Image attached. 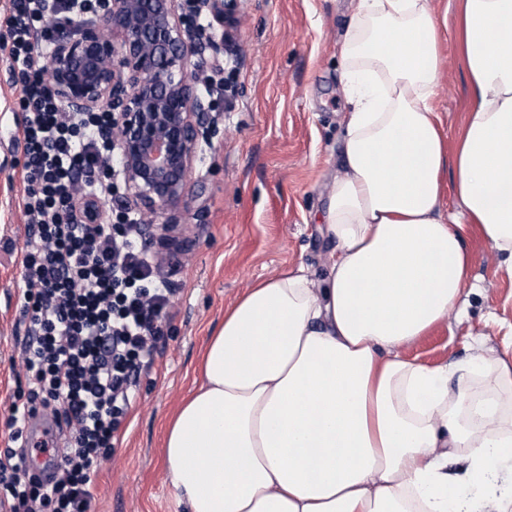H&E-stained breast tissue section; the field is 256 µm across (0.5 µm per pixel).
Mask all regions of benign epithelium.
<instances>
[{
    "instance_id": "obj_1",
    "label": "benign epithelium",
    "mask_w": 512,
    "mask_h": 512,
    "mask_svg": "<svg viewBox=\"0 0 512 512\" xmlns=\"http://www.w3.org/2000/svg\"><path fill=\"white\" fill-rule=\"evenodd\" d=\"M197 5L220 22L237 19L238 0ZM77 13L50 58L53 90L69 112L112 113L127 203L150 224H176L201 146L216 132L223 88L201 92L194 73L217 46L189 27L178 0H105ZM76 206L85 223H102L99 201L79 197Z\"/></svg>"
}]
</instances>
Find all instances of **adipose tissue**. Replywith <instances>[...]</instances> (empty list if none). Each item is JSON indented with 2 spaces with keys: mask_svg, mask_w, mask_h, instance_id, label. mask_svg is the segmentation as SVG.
I'll use <instances>...</instances> for the list:
<instances>
[{
  "mask_svg": "<svg viewBox=\"0 0 512 512\" xmlns=\"http://www.w3.org/2000/svg\"><path fill=\"white\" fill-rule=\"evenodd\" d=\"M459 11L469 96L450 139L431 0H357L326 278L262 280L225 310L166 430L186 512H512V357L401 353L459 299L469 226L512 272V0Z\"/></svg>",
  "mask_w": 512,
  "mask_h": 512,
  "instance_id": "1",
  "label": "adipose tissue"
}]
</instances>
